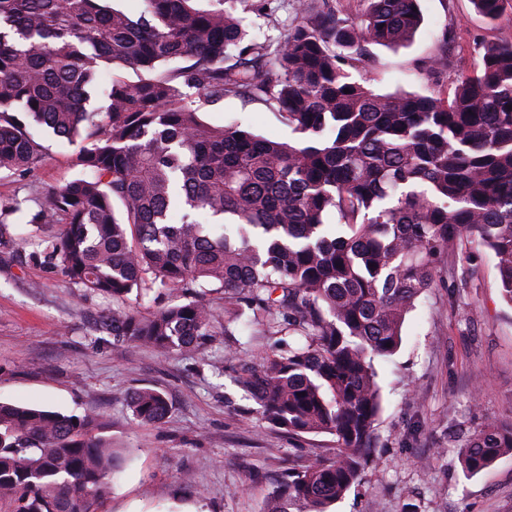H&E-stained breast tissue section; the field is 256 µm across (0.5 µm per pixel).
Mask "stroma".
Returning a JSON list of instances; mask_svg holds the SVG:
<instances>
[{
	"instance_id": "obj_1",
	"label": "stroma",
	"mask_w": 512,
	"mask_h": 512,
	"mask_svg": "<svg viewBox=\"0 0 512 512\" xmlns=\"http://www.w3.org/2000/svg\"><path fill=\"white\" fill-rule=\"evenodd\" d=\"M424 23L410 44L374 45L353 80L381 93L450 89L474 73L477 48L512 40V4L486 23L471 0H420ZM300 17V0H251L250 33L278 45ZM448 30V64L427 69L440 28ZM205 121L237 124L285 140L291 130L277 110L239 98L207 106ZM71 146L51 139L37 168L0 173V202L20 212L0 217V399L62 413L94 409L121 467L104 512H267L279 481L312 455L336 454L326 434L293 435L273 427L234 384L241 354L282 345V335L250 323L224 335V291L204 298L217 331L201 350L164 352L107 333L110 297L70 287L59 271L34 261L26 241L53 231L34 224L48 190L74 179ZM435 283L407 315L399 350L375 358L382 409L375 456L357 484L329 512H512V455L464 474L455 439L486 419H512V306L502 298L492 256L440 255ZM142 387L169 403L159 423L136 419L131 396ZM196 476L202 493L186 484Z\"/></svg>"
}]
</instances>
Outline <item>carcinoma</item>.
Listing matches in <instances>:
<instances>
[{"instance_id":"carcinoma-1","label":"carcinoma","mask_w":512,"mask_h":512,"mask_svg":"<svg viewBox=\"0 0 512 512\" xmlns=\"http://www.w3.org/2000/svg\"><path fill=\"white\" fill-rule=\"evenodd\" d=\"M137 2L0 0V171H32L45 132L80 170L32 215L59 226L28 241L31 257L114 299L181 292L147 316L112 311L119 341L205 347L216 315L200 290L213 286L224 335L244 315L298 337L259 368L241 359L235 383L273 426L336 438V456L310 458L269 509L327 512L370 457L374 358L399 348L437 257L487 249L512 304V42L481 44L480 71L450 93H378L348 69L371 45L412 42L418 0H361L354 17L303 3L274 54L243 25L248 0ZM505 2L472 0L491 23ZM96 92L102 112L87 107ZM226 98L281 112L294 137L201 118ZM131 403L143 422L168 413L151 387ZM100 429L94 414L0 402V512H101L115 456ZM460 448L477 474L512 451V424L490 418Z\"/></svg>"}]
</instances>
